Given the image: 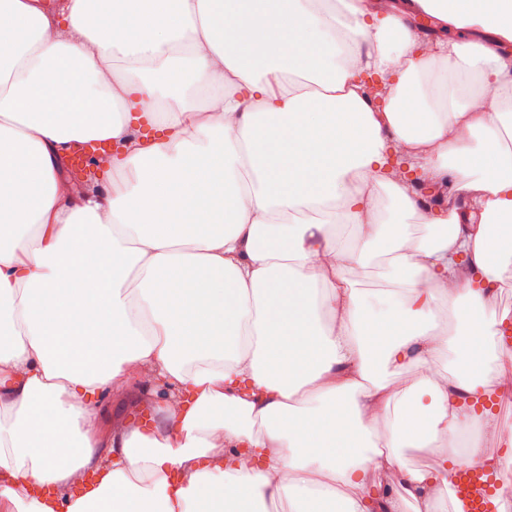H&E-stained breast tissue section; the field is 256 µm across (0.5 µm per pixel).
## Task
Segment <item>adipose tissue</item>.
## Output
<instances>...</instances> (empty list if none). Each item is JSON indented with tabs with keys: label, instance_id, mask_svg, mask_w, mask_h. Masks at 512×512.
<instances>
[{
	"label": "adipose tissue",
	"instance_id": "1",
	"mask_svg": "<svg viewBox=\"0 0 512 512\" xmlns=\"http://www.w3.org/2000/svg\"><path fill=\"white\" fill-rule=\"evenodd\" d=\"M511 272L512 0H0V512L503 505ZM347 277L356 288L370 289L386 287L381 267H354L348 272ZM106 404L112 402V419L120 416L124 420L136 419L147 412L142 408V396L137 392H131L123 398L108 397L105 400ZM475 486L486 489L487 480L469 472H461L455 486V497L462 503L464 512H496V507L489 501L488 490L482 491L480 496H475L472 490Z\"/></svg>",
	"mask_w": 512,
	"mask_h": 512
}]
</instances>
